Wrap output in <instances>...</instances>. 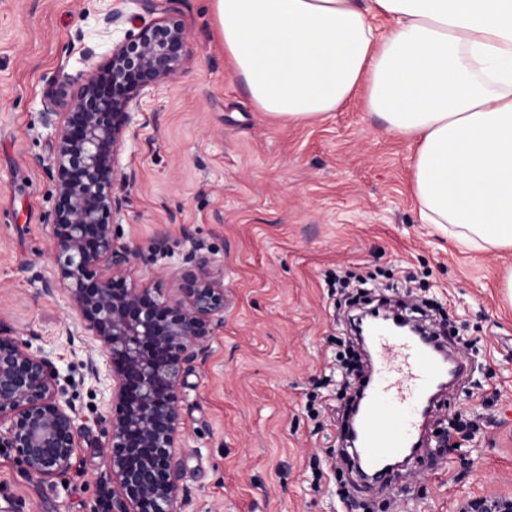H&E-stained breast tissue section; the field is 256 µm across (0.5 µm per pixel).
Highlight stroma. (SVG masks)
Here are the masks:
<instances>
[{"mask_svg":"<svg viewBox=\"0 0 512 512\" xmlns=\"http://www.w3.org/2000/svg\"><path fill=\"white\" fill-rule=\"evenodd\" d=\"M190 33L177 75L144 97L120 164L135 172L118 240L140 253L131 279L171 291L185 257L204 248L224 269V325L183 387L185 462L180 512H459L462 503L512 498V302L501 286L512 250L473 252L422 223L411 189L413 145L387 130L357 91L322 121L286 123L260 112L217 38L213 0H158ZM120 17L105 26L106 10ZM136 0H0V324L55 363L88 428L63 477H29L0 447V512H106L108 475L98 447L106 402L70 344L75 319L62 298L40 295L54 184L42 122L54 80L105 62L135 31ZM166 249L154 251L156 237ZM356 270L370 286L437 305L469 342L468 388L442 396L429 431L471 410L470 447L394 471L409 498L388 501L346 454L345 404L334 387L347 310L328 271ZM412 283H405V274Z\"/></svg>","mask_w":512,"mask_h":512,"instance_id":"1","label":"stroma"}]
</instances>
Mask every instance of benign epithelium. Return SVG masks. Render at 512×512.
<instances>
[{"label":"benign epithelium","instance_id":"obj_1","mask_svg":"<svg viewBox=\"0 0 512 512\" xmlns=\"http://www.w3.org/2000/svg\"><path fill=\"white\" fill-rule=\"evenodd\" d=\"M188 44L181 21L143 19L105 63L87 55V70L64 75L44 96L43 123L54 140L49 242L56 272L41 280V292L64 293L86 335L82 344L103 358L100 365L88 356L86 368L108 406L100 453L112 512H177L185 376L224 323V270L206 254L190 257L169 296L128 280L139 253L113 233L136 179L118 161L132 108L176 75ZM85 430L52 359L0 328V446L15 452L29 476L48 482L71 467Z\"/></svg>","mask_w":512,"mask_h":512}]
</instances>
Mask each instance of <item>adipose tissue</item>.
Listing matches in <instances>:
<instances>
[{
	"label": "adipose tissue",
	"mask_w": 512,
	"mask_h": 512,
	"mask_svg": "<svg viewBox=\"0 0 512 512\" xmlns=\"http://www.w3.org/2000/svg\"><path fill=\"white\" fill-rule=\"evenodd\" d=\"M257 108L326 119L367 108L415 146L422 223L462 247L512 250V0H214Z\"/></svg>",
	"instance_id": "ef3b65f1"
}]
</instances>
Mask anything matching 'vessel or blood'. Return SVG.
<instances>
[{
    "label": "vessel or blood",
    "instance_id": "obj_1",
    "mask_svg": "<svg viewBox=\"0 0 512 512\" xmlns=\"http://www.w3.org/2000/svg\"><path fill=\"white\" fill-rule=\"evenodd\" d=\"M374 373L361 415L355 450L378 483H387L386 459L421 448L420 418L426 399L447 372L462 376V361H448L414 336L382 328L371 342Z\"/></svg>",
    "mask_w": 512,
    "mask_h": 512
}]
</instances>
